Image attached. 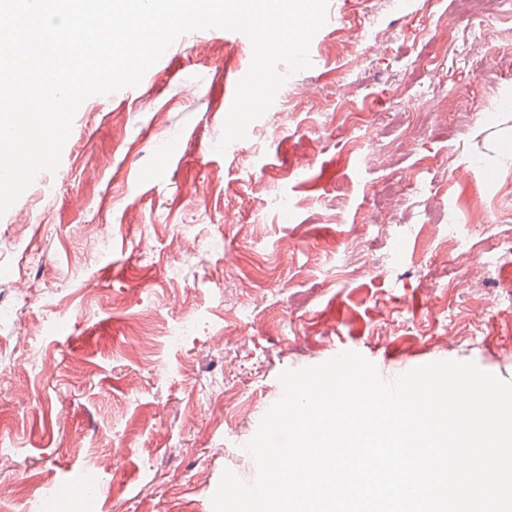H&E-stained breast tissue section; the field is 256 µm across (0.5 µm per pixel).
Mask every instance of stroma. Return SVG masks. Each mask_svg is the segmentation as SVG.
I'll return each mask as SVG.
<instances>
[{"label": "stroma", "mask_w": 512, "mask_h": 512, "mask_svg": "<svg viewBox=\"0 0 512 512\" xmlns=\"http://www.w3.org/2000/svg\"><path fill=\"white\" fill-rule=\"evenodd\" d=\"M327 16L292 97L225 153L253 50L210 28L86 99L0 216V512H213L224 470L257 477L281 372L343 351L512 381V253L488 258L512 240V0Z\"/></svg>", "instance_id": "stroma-1"}]
</instances>
